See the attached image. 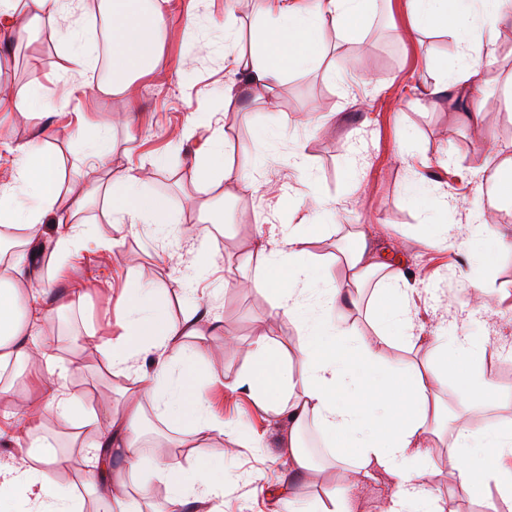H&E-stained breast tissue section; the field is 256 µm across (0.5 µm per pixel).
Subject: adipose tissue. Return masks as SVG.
I'll return each instance as SVG.
<instances>
[{
    "label": "adipose tissue",
    "mask_w": 512,
    "mask_h": 512,
    "mask_svg": "<svg viewBox=\"0 0 512 512\" xmlns=\"http://www.w3.org/2000/svg\"><path fill=\"white\" fill-rule=\"evenodd\" d=\"M404 6L413 30L452 35L463 60L450 77L426 85L425 94L438 98L452 91L473 100L468 119L481 123L477 99L485 85L482 64L496 61L503 37L512 32V0H404ZM106 10L112 33L111 88L128 96L138 78L162 64L158 38L165 25L164 8L161 0H107ZM369 10L370 0H263L256 43L245 51L237 39L228 40L224 64L242 74L252 88L271 89L288 74L321 65L324 55L317 35L325 25H332L345 40L356 39ZM226 146L227 138L219 131L200 148L197 181H232L241 192L260 195L262 185L253 173L233 170L226 163ZM15 153L12 185L0 191V223L19 230L27 256L36 261L47 255L60 264L85 248L112 251V242L89 235L80 219L87 196L61 198L60 163L46 144L30 141L16 146ZM509 170L511 144L499 147L491 160L470 171L473 183L489 180L491 208L512 202V180L505 177ZM144 173L141 164L106 170L104 190L112 221L132 227L152 224L166 233L172 222L169 204L164 197L142 192ZM313 195L311 180H304L288 208L287 223L271 225L263 214L254 216L258 233L252 286L272 298V318L295 324L298 335L288 340L256 334L250 342V362L233 386L246 389L264 410L287 419L286 463L294 473L304 475L313 468L301 443V431L311 422L333 441L337 453L352 454L356 470L354 479L329 492L326 501L302 506L284 487L277 489V500L285 512H357L358 489L381 471L393 480L385 512H443L426 481L431 459L425 441L444 423L438 387L445 374L390 364L380 352L394 333L412 328L418 290L395 273L392 262L374 259L361 230L355 233L358 246L339 261L347 277L338 281L333 269L339 262L315 259L308 250L314 235L323 232L315 223L313 207L306 203ZM49 217L59 230L47 239L41 226ZM373 276L378 279L382 314L376 320L375 341L366 342L353 338L344 310L353 301V289ZM18 284L12 269L0 271V367L28 362L33 382L50 390L51 397L41 407L17 408L6 426H0L1 444L37 449L39 461L35 468L0 466V512H14L21 505L29 512H83V499L63 492L57 483V453L45 447L42 437L46 416L68 425L80 399L54 390L51 341L29 343L56 308L45 290L24 294ZM310 294L316 297L318 312L305 303ZM117 316L122 327L118 337L102 339L90 333L78 339L80 346L99 352L107 372L132 377L123 412L110 414L104 422L93 413L82 418L83 427L95 436L84 459L97 495V512H136L125 486L136 485L146 495L155 481L169 487L158 512H187L189 505L201 503L208 504V512H222L223 475L187 471L169 461L164 451L148 457L141 448L148 403L158 420L184 427L190 436L225 435L230 430L210 415L202 397L203 382L218 381L221 375L202 369L200 348L186 342L197 333L193 313H185L181 322L170 321L156 289L134 280L117 301ZM439 348L470 361L458 377L465 405L491 407V385L478 367L485 343L464 335L441 340ZM145 359L151 360V369L137 371L138 361ZM295 360L302 364L297 373L291 370ZM448 455L453 461L452 484L460 493L472 497L493 491L512 508V469L500 462L512 455L511 418L488 430L458 421Z\"/></svg>",
    "instance_id": "adipose-tissue-1"
}]
</instances>
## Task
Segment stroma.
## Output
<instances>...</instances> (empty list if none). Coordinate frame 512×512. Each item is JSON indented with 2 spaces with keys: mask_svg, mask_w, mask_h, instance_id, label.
Listing matches in <instances>:
<instances>
[{
  "mask_svg": "<svg viewBox=\"0 0 512 512\" xmlns=\"http://www.w3.org/2000/svg\"><path fill=\"white\" fill-rule=\"evenodd\" d=\"M105 0H82L76 17L41 19L32 42H15L3 36L4 28L17 29L33 15L31 0H24L13 18L0 17V86L21 94L33 77L44 89L42 115L0 116V185L11 176L10 147L33 140L42 129L54 136L50 149L62 170V196L96 185L102 166L119 168L128 161L149 170L144 193L165 197L173 211L169 236L157 234L151 224L117 230L110 222L108 205L97 200L82 217L90 233L112 240L114 255L93 250L81 252L64 265L43 262L33 288L59 282L61 287L83 283L87 295L79 303L58 310L43 327L53 342L54 353L67 371L66 388L82 396L86 409L106 416L121 410L123 378L99 371L95 348L77 347L73 339L95 330L106 336L116 332L114 301L131 279L166 291L169 317L181 321L186 311L202 313L194 340L204 352L203 365L223 373L224 384H208L205 398L213 416L239 423L237 441L216 434L192 439L172 426L147 415L144 452L152 454L157 435L176 446L172 459L182 465L203 463L224 472L223 512H275L270 488L281 482L282 431L274 415L256 406L242 390L228 389L248 363L250 342L258 325H268L272 336L296 337V327L285 320H271L270 297L244 288L254 268L240 260L257 236L253 215L261 211L279 223L277 201L288 188L298 187L299 174L283 159L303 152L324 210L316 220L328 234L309 245L314 254L327 256L336 249L356 245L354 225L376 240L375 252L395 259L396 265L419 290L416 326L411 342H390L381 353L391 363L424 369L456 364L436 349L441 335L468 334L487 341L479 366L490 380L497 405L475 417L488 427L512 418V250L489 253L468 261L465 251H429L422 245L429 228L423 212L433 198L444 196L453 206L449 234L462 243L470 237L468 214L475 202L473 185L460 181L459 173L481 163L502 144L512 143V119L502 111L499 78L512 73V37L492 66L494 74L480 99L488 120L485 134L474 133L464 109L420 96L418 86L430 77L456 69L461 60L452 37L411 30L398 0H372L367 23L358 39L347 42L333 27L318 35L327 54L317 69L286 76L272 95L242 96L225 105L223 86L241 85L242 78L224 66V23L235 15L242 45L251 48L257 35L260 0H169L166 27L159 38L164 58L160 72L137 82L135 99L107 92L106 78L85 73L80 89H73L65 72L72 37L92 41L100 37L96 13ZM194 24H187L186 11ZM364 57L371 73L363 82L360 73L348 80L333 77L330 70L339 59ZM223 128L231 149L228 160L238 171L255 172L265 185L263 199L241 193L231 184L215 190L197 183L194 160L216 128ZM412 128L416 137L403 143L401 132ZM112 140L105 163L87 156L90 143L100 134ZM428 162V183L413 194V174L404 153ZM206 241L212 263L210 272L195 283L193 294H181L173 286L195 264V244ZM484 276L495 296L488 308L470 311L462 303V273ZM378 290L368 284L357 294L348 315L357 338L373 341L378 316ZM266 436V448L250 447L248 437ZM44 435L58 451L55 475L59 483L82 496L87 512L95 497L82 487L84 464L70 448L64 427L47 421ZM455 439L454 425L443 427L441 437H429L432 458L428 477L444 512H486L487 499L463 496L448 484L447 448ZM350 467L319 461L314 472L295 485L300 503L325 498L345 482Z\"/></svg>",
  "mask_w": 512,
  "mask_h": 512,
  "instance_id": "1",
  "label": "stroma"
}]
</instances>
